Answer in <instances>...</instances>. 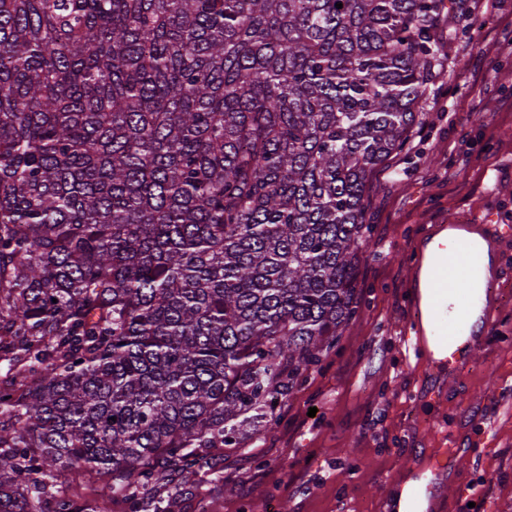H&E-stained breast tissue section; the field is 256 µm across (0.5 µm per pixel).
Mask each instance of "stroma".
<instances>
[{
	"label": "stroma",
	"instance_id": "stroma-1",
	"mask_svg": "<svg viewBox=\"0 0 512 512\" xmlns=\"http://www.w3.org/2000/svg\"><path fill=\"white\" fill-rule=\"evenodd\" d=\"M423 120L388 172L368 185L372 233L358 267V314L337 348L279 398L265 438L212 451L174 512H387L403 474L440 449L469 451L438 512H512V236L495 235L499 270L486 306L494 330L456 382L413 334L420 243L444 224L475 218L512 228V0L491 14H441ZM457 102L456 120L442 104ZM470 147L467 163L454 149ZM316 415H309V408ZM69 472L45 498L85 503L109 482ZM236 487L234 495L225 485Z\"/></svg>",
	"mask_w": 512,
	"mask_h": 512
}]
</instances>
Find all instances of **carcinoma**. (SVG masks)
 Returning a JSON list of instances; mask_svg holds the SVG:
<instances>
[{"instance_id": "1", "label": "carcinoma", "mask_w": 512, "mask_h": 512, "mask_svg": "<svg viewBox=\"0 0 512 512\" xmlns=\"http://www.w3.org/2000/svg\"><path fill=\"white\" fill-rule=\"evenodd\" d=\"M443 6L0 0V512H173L270 428L356 314ZM78 469L97 503L34 493Z\"/></svg>"}]
</instances>
